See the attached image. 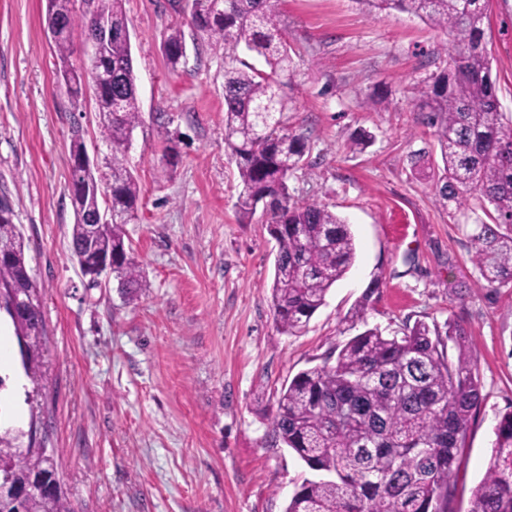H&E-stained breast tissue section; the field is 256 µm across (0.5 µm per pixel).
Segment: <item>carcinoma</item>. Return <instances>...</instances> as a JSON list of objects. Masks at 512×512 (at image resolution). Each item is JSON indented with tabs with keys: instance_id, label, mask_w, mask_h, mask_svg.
<instances>
[{
	"instance_id": "cac0c4a2",
	"label": "carcinoma",
	"mask_w": 512,
	"mask_h": 512,
	"mask_svg": "<svg viewBox=\"0 0 512 512\" xmlns=\"http://www.w3.org/2000/svg\"><path fill=\"white\" fill-rule=\"evenodd\" d=\"M372 12L397 10L444 30L452 41L446 67L424 81L417 111L440 150L436 183L440 204L470 219L473 261L488 287L512 288V120H503L491 56L485 41L487 0H357ZM93 11L112 26V43L98 58L112 69V85L94 99L112 160L107 181L78 160L86 151L72 130L70 191L76 222L73 254L86 255L88 219L111 197L112 223L98 227L94 249L112 254L114 278L123 293L144 287L142 270L125 242L124 225L134 217L141 188L125 164L126 143L141 122L128 18L122 0H91ZM193 25L224 44V141L235 159L242 190L240 222L264 204L278 245L271 309L278 328L302 331L325 304L332 287L356 258L344 218L319 202L298 203L288 178L308 151L304 136L283 120L290 101L283 91L293 58L286 24L268 0H195ZM45 19L86 32L88 15L75 0H46ZM73 37L55 43L59 70L71 69ZM184 33L173 27L163 41L171 67L184 58ZM243 50L262 60L259 70L238 59ZM22 233L12 210L0 203V291L25 290L31 276ZM26 345L25 371L38 370L45 324L37 289L12 319ZM453 344L456 356L447 352ZM482 401L477 358L467 330L455 319L444 325L417 321L402 336L368 328L348 340L335 362L306 369L282 387L273 415V436L317 474L304 481L285 512H456L451 482L471 420ZM22 431L0 428V477L20 489L58 479L53 459L21 450ZM482 480L468 512H512V413L502 417ZM0 512H69L62 490L27 495L20 508Z\"/></svg>"
}]
</instances>
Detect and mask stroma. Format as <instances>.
I'll use <instances>...</instances> for the list:
<instances>
[{
    "label": "stroma",
    "instance_id": "stroma-1",
    "mask_svg": "<svg viewBox=\"0 0 512 512\" xmlns=\"http://www.w3.org/2000/svg\"><path fill=\"white\" fill-rule=\"evenodd\" d=\"M171 0H123L142 122L126 164L142 192L125 230L145 273L133 296L89 289L72 254L73 124L106 172L110 150L93 96L73 103L57 76L42 0H0V200L28 245L43 299L44 352L27 377L8 317L0 411L52 448L71 512H285L313 473L272 438L283 384L368 328L462 321L479 360L482 402L456 484L459 512L486 471L512 411V289L487 288L471 227L436 200L440 152L418 90L441 67L447 37L417 18L365 12L356 0H270L294 62L291 129L309 151L291 195L350 226L356 259L297 335L271 309L276 242L260 218L238 221L241 190L224 145L223 44L204 39ZM186 54L171 67V26ZM501 110L512 117V0H488L485 23ZM381 106L365 104L372 91ZM366 149L352 148L359 132ZM371 301L363 321L350 311ZM184 47V33L182 30L179 27L171 28L163 41V52L171 67H177L181 59L184 58Z\"/></svg>",
    "mask_w": 512,
    "mask_h": 512
}]
</instances>
